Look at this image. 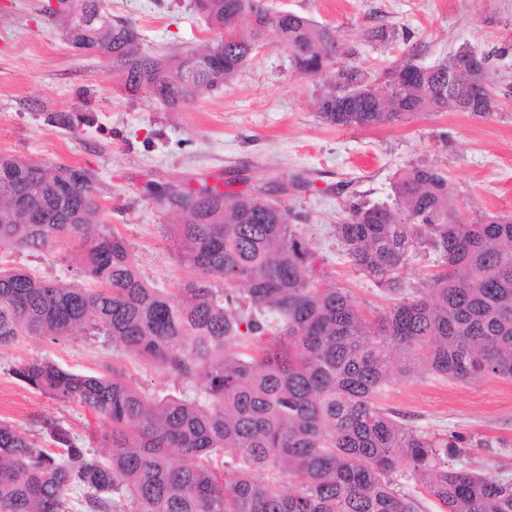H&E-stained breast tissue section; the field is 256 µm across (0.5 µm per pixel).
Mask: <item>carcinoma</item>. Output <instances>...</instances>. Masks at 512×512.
<instances>
[{
  "instance_id": "1",
  "label": "carcinoma",
  "mask_w": 512,
  "mask_h": 512,
  "mask_svg": "<svg viewBox=\"0 0 512 512\" xmlns=\"http://www.w3.org/2000/svg\"><path fill=\"white\" fill-rule=\"evenodd\" d=\"M218 38L196 77L189 55L139 52L135 29L103 0H70L63 19L77 49L112 59L129 91L171 111L226 84L275 43L295 71L318 76L340 47L333 31L266 0H194ZM464 48L430 66L413 59L377 87L355 68L336 71L320 114L331 125L372 128L424 112L462 111L466 80L448 82ZM24 165L28 218L0 185V251L81 248L92 287L0 268V347L56 342L76 329L183 382L192 397L156 399L120 367L76 373L48 359L12 374L28 387L98 416L101 451L50 421L45 448L0 420V512H421L404 471L442 512H512V476L488 479L461 459L457 434L426 432L379 402L394 379L424 373L457 382L512 379V216L467 219L442 171L408 165L393 204H352L336 240L357 272L391 296L370 319L349 293L315 272L314 253L288 210L247 193L205 186L169 235L194 273L165 291L140 276L127 242L101 222L92 179L59 191V168ZM422 254L428 286L403 278ZM181 452L171 462L169 449ZM231 467L233 478L220 476Z\"/></svg>"
}]
</instances>
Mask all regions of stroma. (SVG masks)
Listing matches in <instances>:
<instances>
[{
	"mask_svg": "<svg viewBox=\"0 0 512 512\" xmlns=\"http://www.w3.org/2000/svg\"><path fill=\"white\" fill-rule=\"evenodd\" d=\"M269 2L332 28L341 46L337 68L357 67L373 80L410 57L429 66L464 46L489 55L497 109L489 118L451 110L375 128L329 125L318 112L324 79L298 74L271 44L231 83L172 112L145 92H127L105 57L76 49L43 13L46 0H0V155L86 170L105 221L157 288H177L185 279L166 235L181 217L159 197L160 187L265 190L310 240L317 271L376 315L385 298L346 262L336 241L334 226L349 204L390 200L397 172L424 164L447 175L465 217L512 213V0ZM104 5L135 28L140 52L153 56L200 52L217 37L193 0ZM77 253L67 243L45 254L7 251L0 266L81 284ZM44 357L81 373L123 367L159 396L186 389L101 337L77 331L57 343L20 340L0 349V418L40 442L47 419L83 436L97 432L92 412L42 395L11 372L20 361ZM381 403L413 426L461 435L472 471L512 474V380H398Z\"/></svg>",
	"mask_w": 512,
	"mask_h": 512,
	"instance_id": "1",
	"label": "stroma"
}]
</instances>
